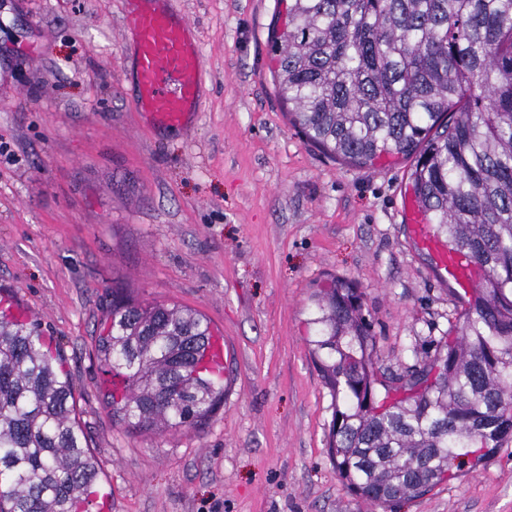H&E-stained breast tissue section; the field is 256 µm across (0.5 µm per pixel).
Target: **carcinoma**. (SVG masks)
Wrapping results in <instances>:
<instances>
[{
  "mask_svg": "<svg viewBox=\"0 0 512 512\" xmlns=\"http://www.w3.org/2000/svg\"><path fill=\"white\" fill-rule=\"evenodd\" d=\"M271 54L307 141L359 166L414 157L417 208L485 271L455 341L388 382L362 294L338 281L315 295L312 353L342 399L329 456L349 492L385 507L512 439V0H288ZM211 336L197 311L115 294L97 343L122 382L113 417L199 429L224 402L200 367ZM73 398L36 326L1 315L0 512H77L97 484Z\"/></svg>",
  "mask_w": 512,
  "mask_h": 512,
  "instance_id": "cac0c4a2",
  "label": "carcinoma"
}]
</instances>
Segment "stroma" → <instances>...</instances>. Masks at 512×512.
Wrapping results in <instances>:
<instances>
[{
	"instance_id": "1",
	"label": "stroma",
	"mask_w": 512,
	"mask_h": 512,
	"mask_svg": "<svg viewBox=\"0 0 512 512\" xmlns=\"http://www.w3.org/2000/svg\"><path fill=\"white\" fill-rule=\"evenodd\" d=\"M200 42L202 107L133 108L129 0H0V299L60 355L112 512H371L341 483L314 363L312 294L363 295L400 375L460 321L462 288L417 248L410 163L333 159L288 120L269 52L279 0H174ZM202 313L231 389L204 428L115 421L95 355L113 291ZM392 512H512V442Z\"/></svg>"
}]
</instances>
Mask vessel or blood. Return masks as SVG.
<instances>
[{
  "instance_id": "obj_1",
  "label": "vessel or blood",
  "mask_w": 512,
  "mask_h": 512,
  "mask_svg": "<svg viewBox=\"0 0 512 512\" xmlns=\"http://www.w3.org/2000/svg\"><path fill=\"white\" fill-rule=\"evenodd\" d=\"M127 33L135 49L133 79L137 93L134 109L167 127L185 123L201 109L200 87L204 74L201 49L190 35V26L173 8V0H146L127 17ZM416 244L431 253L436 267L457 285L470 276L467 264L435 237L423 216L412 226ZM224 339L212 340L209 373L223 379Z\"/></svg>"
}]
</instances>
